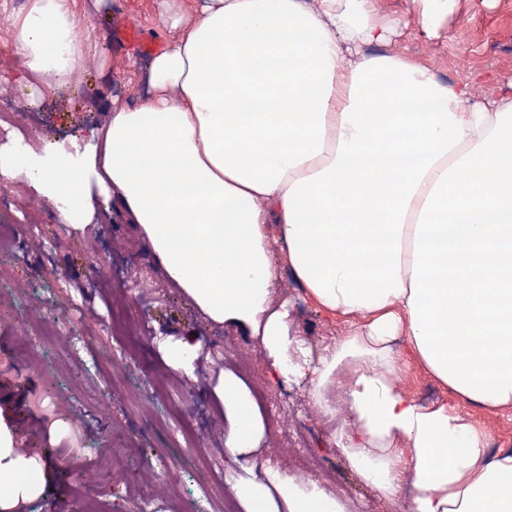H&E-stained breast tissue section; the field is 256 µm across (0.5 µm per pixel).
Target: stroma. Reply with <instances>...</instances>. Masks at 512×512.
I'll return each instance as SVG.
<instances>
[{
    "instance_id": "stroma-1",
    "label": "stroma",
    "mask_w": 512,
    "mask_h": 512,
    "mask_svg": "<svg viewBox=\"0 0 512 512\" xmlns=\"http://www.w3.org/2000/svg\"><path fill=\"white\" fill-rule=\"evenodd\" d=\"M181 0H80L89 45L83 68L69 82L36 95L24 65L0 43V145L20 129L36 135L37 147L69 145L73 134L102 125L109 110L133 106L144 90L149 54L124 48L116 34L127 22L166 44L170 18ZM398 22V47L432 65L454 83L477 80L476 98L512 89V0H455L448 28L427 39L411 0H386ZM87 224L61 223L52 202L25 175L0 177V420L14 431L17 447L38 454L48 475L44 498L30 512H203L206 504L241 512L227 493L224 464L229 424L220 398L225 370L238 372L267 437L255 455L296 470L300 449L310 450L325 472L320 483L349 512H407L405 500L381 498L352 470L337 448L305 387L276 382L261 346L211 321L154 260L138 225L127 223L111 204L94 197ZM280 291L293 304L299 329L313 346L329 343L340 325L306 303L289 277ZM25 336L39 364L15 352ZM189 343L194 371L173 366L169 351ZM52 387L60 425L41 421L37 402ZM288 409L287 427L271 428ZM190 437H183V424ZM126 458L128 472L112 485L95 486L99 453ZM210 461L201 478L196 458ZM154 485V504L142 505L140 486Z\"/></svg>"
}]
</instances>
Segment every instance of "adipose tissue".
<instances>
[{
	"instance_id": "1",
	"label": "adipose tissue",
	"mask_w": 512,
	"mask_h": 512,
	"mask_svg": "<svg viewBox=\"0 0 512 512\" xmlns=\"http://www.w3.org/2000/svg\"><path fill=\"white\" fill-rule=\"evenodd\" d=\"M383 0H202L174 17L148 92L110 112L84 160L0 155L93 215L89 184L140 225L168 276L212 321L256 337L305 386L350 467L408 512H512V448L476 417L512 416V93L478 105L394 49ZM36 90L87 58L79 0H29L9 22ZM288 268L341 336L312 348L282 299ZM409 358H401L397 343ZM419 368L448 392L424 402ZM229 481L243 512H344L315 481L255 469L264 428L225 371ZM46 490L41 461L0 422V512Z\"/></svg>"
}]
</instances>
